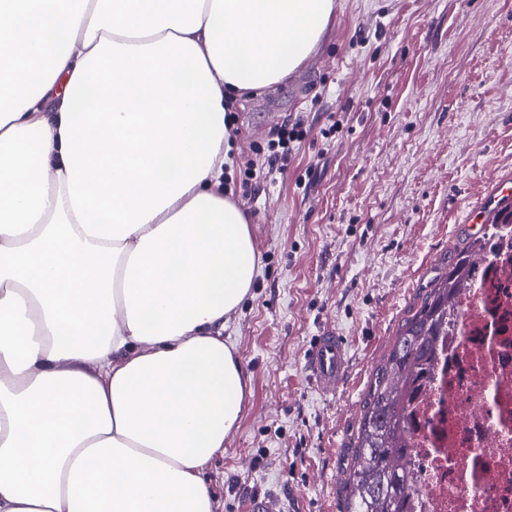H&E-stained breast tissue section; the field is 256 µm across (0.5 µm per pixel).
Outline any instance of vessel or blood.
I'll return each instance as SVG.
<instances>
[{"label":"vessel or blood","mask_w":512,"mask_h":512,"mask_svg":"<svg viewBox=\"0 0 512 512\" xmlns=\"http://www.w3.org/2000/svg\"><path fill=\"white\" fill-rule=\"evenodd\" d=\"M305 369L321 395H334L349 369L345 337L333 329L322 330L310 345Z\"/></svg>","instance_id":"obj_1"}]
</instances>
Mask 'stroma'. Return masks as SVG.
Returning a JSON list of instances; mask_svg holds the SVG:
<instances>
[{
    "label": "stroma",
    "mask_w": 512,
    "mask_h": 512,
    "mask_svg": "<svg viewBox=\"0 0 512 512\" xmlns=\"http://www.w3.org/2000/svg\"><path fill=\"white\" fill-rule=\"evenodd\" d=\"M224 185L260 262L224 324L249 378L210 479L214 512L276 493L291 512H344L371 377L435 277L483 231L470 204L512 179V0H336L318 51L231 102ZM301 123L273 179L246 160ZM346 337L347 377L321 396L313 336Z\"/></svg>",
    "instance_id": "1"
}]
</instances>
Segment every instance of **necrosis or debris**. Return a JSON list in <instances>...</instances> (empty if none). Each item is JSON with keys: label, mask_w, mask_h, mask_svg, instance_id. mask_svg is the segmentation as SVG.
Segmentation results:
<instances>
[{"label": "necrosis or debris", "mask_w": 512, "mask_h": 512, "mask_svg": "<svg viewBox=\"0 0 512 512\" xmlns=\"http://www.w3.org/2000/svg\"><path fill=\"white\" fill-rule=\"evenodd\" d=\"M410 512H512V230L453 301L406 411Z\"/></svg>", "instance_id": "1"}]
</instances>
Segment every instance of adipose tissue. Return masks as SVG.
I'll list each match as a JSON object with an SVG mask.
<instances>
[{
  "mask_svg": "<svg viewBox=\"0 0 512 512\" xmlns=\"http://www.w3.org/2000/svg\"><path fill=\"white\" fill-rule=\"evenodd\" d=\"M0 0V512H214L257 250L226 104L336 0Z\"/></svg>",
  "mask_w": 512,
  "mask_h": 512,
  "instance_id": "adipose-tissue-1",
  "label": "adipose tissue"
}]
</instances>
